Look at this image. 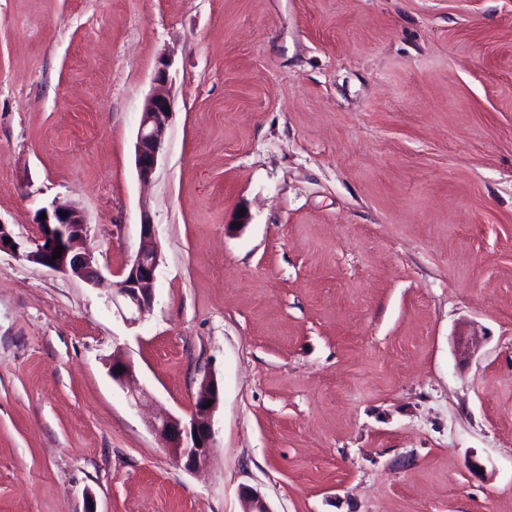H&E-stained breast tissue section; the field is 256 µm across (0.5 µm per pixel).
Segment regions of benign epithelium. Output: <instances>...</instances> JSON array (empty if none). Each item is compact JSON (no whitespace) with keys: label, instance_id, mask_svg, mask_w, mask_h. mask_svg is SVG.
Instances as JSON below:
<instances>
[{"label":"benign epithelium","instance_id":"obj_1","mask_svg":"<svg viewBox=\"0 0 512 512\" xmlns=\"http://www.w3.org/2000/svg\"><path fill=\"white\" fill-rule=\"evenodd\" d=\"M166 69H157L154 78L155 90L147 98L135 145V165L139 178L146 182L154 174L163 152L165 137L172 113L166 90ZM67 216H61V213ZM46 219L38 220L39 235L26 245L17 240L7 224L0 222V253L4 252L28 262L41 265L54 272L71 275L96 285L102 274L95 256L83 247L89 234L85 213L77 206L56 207L44 210ZM10 242H5V239ZM62 247L61 257L53 259L56 247ZM161 261V250L150 216L143 215L139 230V245L135 255L120 272V280L113 289L112 303L122 299L124 307L118 312L128 311L127 321L136 323L150 312L154 305V282ZM112 379L129 387V404L138 409L148 405L146 391L130 386L133 378L132 365L123 360H112ZM219 386L212 376L204 378L198 391L194 408L188 418L163 414L149 421V427L164 442V447L176 464L187 470L197 469L211 456L216 445L214 413L219 403ZM211 406H205L206 402ZM243 512H271L262 495L251 487L241 490Z\"/></svg>","mask_w":512,"mask_h":512}]
</instances>
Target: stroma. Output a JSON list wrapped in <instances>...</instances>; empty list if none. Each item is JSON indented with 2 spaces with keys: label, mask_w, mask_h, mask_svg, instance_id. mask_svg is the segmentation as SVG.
<instances>
[{
  "label": "stroma",
  "mask_w": 512,
  "mask_h": 512,
  "mask_svg": "<svg viewBox=\"0 0 512 512\" xmlns=\"http://www.w3.org/2000/svg\"><path fill=\"white\" fill-rule=\"evenodd\" d=\"M69 203L107 274L150 215L155 302L0 255V512H512V0H0V222ZM162 66L155 73V90L146 100L136 138L135 165L139 178L144 182L149 181L156 170L173 113L166 90L167 65ZM164 108H169V113H166ZM117 368H123V371L118 372ZM111 374L112 379L117 383L129 387L127 399L132 407L142 409L148 405L150 399L146 391L139 387H130V381L133 378V368L129 362L112 358ZM219 386L212 376L204 378L198 391L194 408L188 418L163 414L149 421L148 425L164 442V447L177 465L187 470L202 466L216 448L214 413L219 403ZM210 407L204 408L206 402ZM200 441V444H197Z\"/></svg>",
  "instance_id": "35a3bbf8"
}]
</instances>
